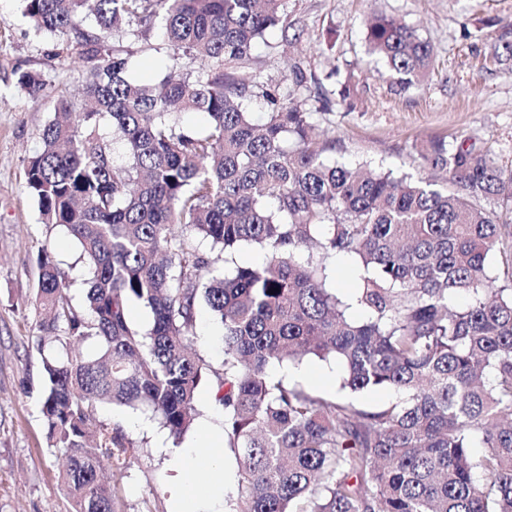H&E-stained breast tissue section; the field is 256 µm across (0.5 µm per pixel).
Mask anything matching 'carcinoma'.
I'll list each match as a JSON object with an SVG mask.
<instances>
[{"label":"carcinoma","mask_w":512,"mask_h":512,"mask_svg":"<svg viewBox=\"0 0 512 512\" xmlns=\"http://www.w3.org/2000/svg\"><path fill=\"white\" fill-rule=\"evenodd\" d=\"M21 3L55 55L87 63L82 98L54 95L25 169L42 223L63 228L85 268L76 301L43 248L30 299L48 313L34 337L41 412L73 512H112L101 473L129 464L121 426L91 427L98 407L147 410L178 441L206 382L237 465L225 512H512V277L488 275L496 253L512 268V225L481 205L512 214V169L489 149L429 139L418 155L447 187L361 174L311 149L309 113L270 89L269 119L254 124L257 85L232 64L269 28L290 27L284 0ZM133 18L160 23L170 69L185 55L203 67L130 78L115 41L135 34L124 29ZM511 33L504 25L494 63L512 62ZM366 42L401 90L434 59L415 29L385 16ZM15 81L51 95L37 71ZM185 112L208 126L187 129ZM195 236L226 255L255 244L263 261L226 274ZM337 256L362 268L350 301L330 285ZM202 303L224 329L220 372L195 348ZM134 305L148 329L132 323ZM87 341L94 351H72ZM306 357L335 362L342 390L394 398L366 410L271 372Z\"/></svg>","instance_id":"carcinoma-1"}]
</instances>
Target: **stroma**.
Masks as SVG:
<instances>
[{"instance_id":"obj_1","label":"stroma","mask_w":512,"mask_h":512,"mask_svg":"<svg viewBox=\"0 0 512 512\" xmlns=\"http://www.w3.org/2000/svg\"><path fill=\"white\" fill-rule=\"evenodd\" d=\"M285 11L291 36L270 28L238 70L259 88L295 93L311 115L313 145L326 158L425 178L429 172L416 147L442 138L452 147L463 142L490 148L500 164L512 165V72L484 64L502 26L512 21V0H286ZM374 13L414 28L434 47L428 75L408 91L392 85L383 64L367 52V20ZM129 27L122 47L130 76L161 79L168 49L157 29L137 38L139 22ZM147 42L154 50H144ZM297 66L316 79L319 92H296ZM27 69L74 95L85 67L79 55L54 56L52 40L30 29L19 0H0V512H72L40 412L41 358L33 342L40 314L27 299L43 245L51 246L72 277H81L83 264L76 243L61 228L42 223L25 189L26 162L40 148L53 112L51 99L34 100L17 89L14 73ZM195 331L205 363L221 368L223 330L207 306L197 310ZM276 372L317 395L340 393L332 362L308 358ZM221 421L208 393H200L193 426L177 444L151 413L100 407L96 424L123 427L133 444L130 466L112 478L114 512H171L172 453L182 443L206 445L203 424Z\"/></svg>"}]
</instances>
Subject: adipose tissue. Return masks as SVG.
<instances>
[{
	"instance_id": "adipose-tissue-1",
	"label": "adipose tissue",
	"mask_w": 512,
	"mask_h": 512,
	"mask_svg": "<svg viewBox=\"0 0 512 512\" xmlns=\"http://www.w3.org/2000/svg\"><path fill=\"white\" fill-rule=\"evenodd\" d=\"M174 512H216L215 503L224 490V463L217 455L186 448L172 460Z\"/></svg>"
}]
</instances>
